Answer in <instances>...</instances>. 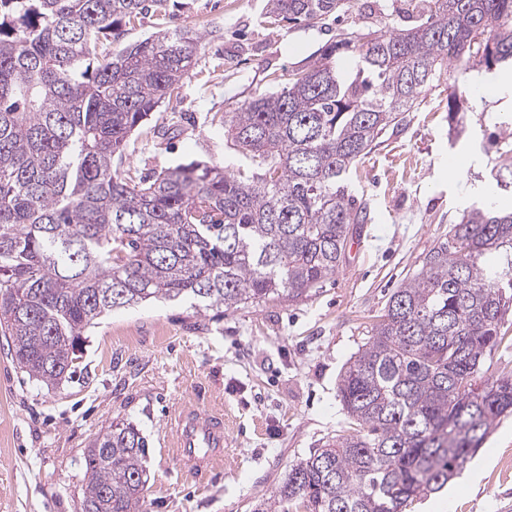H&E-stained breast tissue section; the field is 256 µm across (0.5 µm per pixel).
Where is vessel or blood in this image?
<instances>
[{
  "label": "vessel or blood",
  "mask_w": 512,
  "mask_h": 512,
  "mask_svg": "<svg viewBox=\"0 0 512 512\" xmlns=\"http://www.w3.org/2000/svg\"><path fill=\"white\" fill-rule=\"evenodd\" d=\"M227 419L223 410L202 412L187 407L167 422L173 446L185 472L197 475L212 467L222 455Z\"/></svg>",
  "instance_id": "1"
}]
</instances>
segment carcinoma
I'll list each match as a JSON object with an SVG mask.
<instances>
[{"label": "carcinoma", "instance_id": "1", "mask_svg": "<svg viewBox=\"0 0 512 512\" xmlns=\"http://www.w3.org/2000/svg\"><path fill=\"white\" fill-rule=\"evenodd\" d=\"M166 0H0V337L17 369L55 387L84 336L152 300L200 313L298 301L336 274L367 204L350 171L407 120L446 69L457 85L512 66V0H410L398 31L350 32L305 69L224 113L253 170L204 161L125 168L132 133L178 97L206 32L126 28ZM349 0H268L316 24ZM462 122L461 95L446 97ZM512 157V120L499 127ZM512 211H465L389 297L345 367L349 429L288 474L261 512H405L459 475L512 415V375L478 382L508 340ZM146 444L121 420L83 453L82 512H141Z\"/></svg>", "mask_w": 512, "mask_h": 512}]
</instances>
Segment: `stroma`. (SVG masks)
<instances>
[{"label":"stroma","mask_w":512,"mask_h":512,"mask_svg":"<svg viewBox=\"0 0 512 512\" xmlns=\"http://www.w3.org/2000/svg\"><path fill=\"white\" fill-rule=\"evenodd\" d=\"M266 0H167L125 36L167 28L208 29L178 98L134 135L139 175L203 160L226 170L247 161L226 144L224 113L279 87L276 75L304 67L339 34L405 28L403 0H354L319 23L266 22ZM448 77L353 167V192L369 220L354 225L334 278L299 301L253 304L222 314L189 303L148 302L99 319L72 381L47 388L0 351V512H82L83 452L111 422L144 437L147 512H255L288 472L327 437L346 430L337 397L346 363L403 279L482 194L495 191L500 158L488 142L512 117V85L469 92L458 137L448 124ZM227 417L223 461L191 478L172 455L166 416L184 404ZM479 481L458 475L440 503L455 512H512V416L502 418L475 457Z\"/></svg>","instance_id":"1"}]
</instances>
